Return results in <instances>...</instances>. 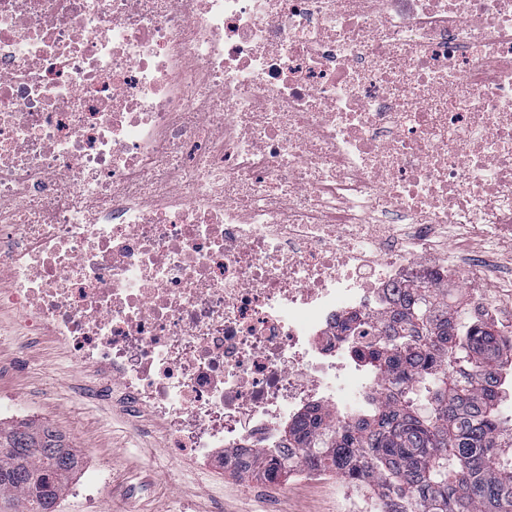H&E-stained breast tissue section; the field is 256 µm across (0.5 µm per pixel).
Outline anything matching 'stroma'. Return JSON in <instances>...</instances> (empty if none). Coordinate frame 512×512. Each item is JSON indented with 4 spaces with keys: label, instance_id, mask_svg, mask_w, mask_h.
<instances>
[{
    "label": "stroma",
    "instance_id": "stroma-1",
    "mask_svg": "<svg viewBox=\"0 0 512 512\" xmlns=\"http://www.w3.org/2000/svg\"><path fill=\"white\" fill-rule=\"evenodd\" d=\"M0 309V396L23 395L30 420L52 424L83 462L108 469L99 495L112 512H345L337 479H213L171 458L163 444L130 434L124 417L87 398V371L52 339L12 331Z\"/></svg>",
    "mask_w": 512,
    "mask_h": 512
}]
</instances>
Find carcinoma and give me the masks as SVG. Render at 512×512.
<instances>
[{"label":"carcinoma","mask_w":512,"mask_h":512,"mask_svg":"<svg viewBox=\"0 0 512 512\" xmlns=\"http://www.w3.org/2000/svg\"><path fill=\"white\" fill-rule=\"evenodd\" d=\"M386 339L356 349L379 374L343 434L305 415L288 427L298 452L243 461L232 473L286 479L301 462L364 483L380 512H512V456L494 451L512 385L495 325L466 319L464 294L434 277L400 286L381 319ZM80 459L49 426L0 430V489L14 512H58Z\"/></svg>","instance_id":"carcinoma-1"}]
</instances>
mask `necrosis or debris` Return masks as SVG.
Masks as SVG:
<instances>
[{
	"instance_id": "4bbe7bcc",
	"label": "necrosis or debris",
	"mask_w": 512,
	"mask_h": 512,
	"mask_svg": "<svg viewBox=\"0 0 512 512\" xmlns=\"http://www.w3.org/2000/svg\"><path fill=\"white\" fill-rule=\"evenodd\" d=\"M512 343V0H0V307L208 473L336 432L394 286Z\"/></svg>"
}]
</instances>
